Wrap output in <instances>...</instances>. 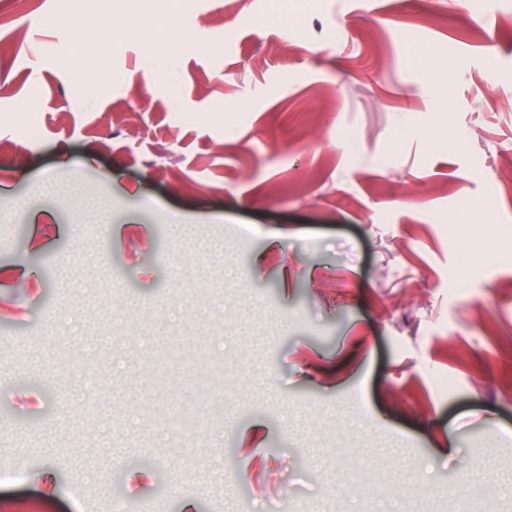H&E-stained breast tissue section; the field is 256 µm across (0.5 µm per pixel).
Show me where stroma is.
Listing matches in <instances>:
<instances>
[{
	"label": "stroma",
	"mask_w": 512,
	"mask_h": 512,
	"mask_svg": "<svg viewBox=\"0 0 512 512\" xmlns=\"http://www.w3.org/2000/svg\"><path fill=\"white\" fill-rule=\"evenodd\" d=\"M224 2L0 0V512H512V0Z\"/></svg>",
	"instance_id": "stroma-1"
}]
</instances>
